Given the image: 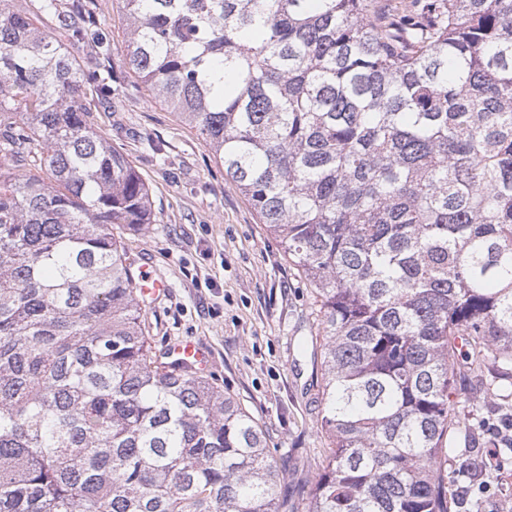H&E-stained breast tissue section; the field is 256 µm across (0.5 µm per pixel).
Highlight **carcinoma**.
I'll return each mask as SVG.
<instances>
[{
  "label": "carcinoma",
  "mask_w": 512,
  "mask_h": 512,
  "mask_svg": "<svg viewBox=\"0 0 512 512\" xmlns=\"http://www.w3.org/2000/svg\"><path fill=\"white\" fill-rule=\"evenodd\" d=\"M117 2L128 71L319 303L305 512H452L451 439L512 385V0ZM111 62L95 0H0V512H297L252 417L148 343L112 228L150 192L86 105ZM430 3L431 0H373V10L376 18L389 17L401 20L403 17L412 16L413 11H424V7Z\"/></svg>",
  "instance_id": "obj_1"
}]
</instances>
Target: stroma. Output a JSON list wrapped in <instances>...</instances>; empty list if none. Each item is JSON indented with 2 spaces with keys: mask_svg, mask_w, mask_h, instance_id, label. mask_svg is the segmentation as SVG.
<instances>
[{
  "mask_svg": "<svg viewBox=\"0 0 512 512\" xmlns=\"http://www.w3.org/2000/svg\"><path fill=\"white\" fill-rule=\"evenodd\" d=\"M97 16L112 34L119 76L112 119L100 131L134 164L152 197L150 224L118 235L130 259L169 284L146 309L152 348L160 355L181 340L206 348L204 377L261 425L284 474L282 491L293 495L314 482L329 452L320 428L313 290L196 130L128 73L116 0H97ZM454 446L456 458L484 462L477 480L493 487L471 494L466 512H512V497L499 493L512 477L500 482L491 455L497 439L481 436L475 450L461 440Z\"/></svg>",
  "mask_w": 512,
  "mask_h": 512,
  "instance_id": "stroma-1",
  "label": "stroma"
}]
</instances>
